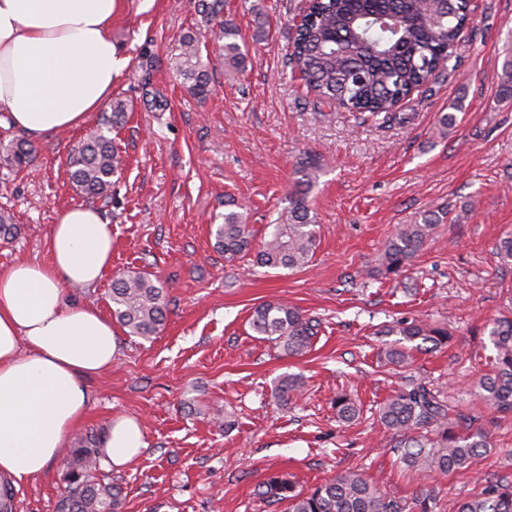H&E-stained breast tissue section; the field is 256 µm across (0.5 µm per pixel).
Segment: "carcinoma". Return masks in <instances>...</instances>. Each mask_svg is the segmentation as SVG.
Wrapping results in <instances>:
<instances>
[{
    "label": "carcinoma",
    "instance_id": "cac0c4a2",
    "mask_svg": "<svg viewBox=\"0 0 512 512\" xmlns=\"http://www.w3.org/2000/svg\"><path fill=\"white\" fill-rule=\"evenodd\" d=\"M200 12L218 20L216 39L225 67L236 73L246 69L247 51L239 31L221 19L224 0H199ZM470 15V0H309L300 27L291 35L287 63L303 75L307 89L321 102L342 101L363 118L396 117L395 109L427 85L439 71L452 72L453 47ZM176 74L200 98L210 93L209 59L203 56L194 33L182 36V50L174 63ZM128 105L122 98L110 104L105 129L79 142L68 158V175L76 191L104 207L112 203L122 158L109 132L126 122ZM35 148L20 139L0 149V158L17 171L26 169ZM320 163L305 158L295 168L294 191L256 254V264L270 270L298 269L307 265L316 248L315 217L307 197L317 183ZM440 223L435 211H426L418 224H402L380 256L377 272L398 275ZM18 234L13 216L0 210V239ZM214 247L233 258L252 248L247 217L239 211L224 213V222L211 227ZM112 314L131 336L149 339L166 319L167 302L159 281L142 273L115 278L110 294ZM254 333L279 345L289 355L306 353L317 335L316 320L286 303H262L250 317ZM398 340L381 351L385 361L402 364L409 356L403 343L417 339L434 345L448 342L444 327L398 322L387 329ZM489 335L496 352L492 372L476 382L475 396L503 414L512 413V320H498ZM300 383L284 377L275 398L286 402ZM336 415L344 421L359 416L355 399L340 394ZM379 419L401 435L397 452L408 470L425 476L467 468L487 450L489 442L472 418L451 412L440 393L427 383L411 380L379 408ZM420 428L433 436L415 435ZM100 434L80 438L65 458L66 487L57 512H122L121 487L101 469ZM262 495L274 503H287L286 512H406L405 505L371 484L363 474L343 471L308 492L296 489L285 475H274L262 485ZM458 512H512V483H489L477 497L463 502Z\"/></svg>",
    "mask_w": 512,
    "mask_h": 512
}]
</instances>
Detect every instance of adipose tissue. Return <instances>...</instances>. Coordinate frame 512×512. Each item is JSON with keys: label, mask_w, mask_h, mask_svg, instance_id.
I'll return each mask as SVG.
<instances>
[{"label": "adipose tissue", "mask_w": 512, "mask_h": 512, "mask_svg": "<svg viewBox=\"0 0 512 512\" xmlns=\"http://www.w3.org/2000/svg\"><path fill=\"white\" fill-rule=\"evenodd\" d=\"M119 0H0V114L33 140L82 126L128 64L112 42ZM46 264L0 270V483L43 476L86 418L87 378L119 355L111 319L64 291L100 281L112 227L90 206L60 211ZM140 421L119 416L100 453L122 469L146 448Z\"/></svg>", "instance_id": "adipose-tissue-1"}]
</instances>
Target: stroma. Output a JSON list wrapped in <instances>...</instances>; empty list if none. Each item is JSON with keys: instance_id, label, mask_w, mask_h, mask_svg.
I'll return each mask as SVG.
<instances>
[{"instance_id": "1", "label": "stroma", "mask_w": 512, "mask_h": 512, "mask_svg": "<svg viewBox=\"0 0 512 512\" xmlns=\"http://www.w3.org/2000/svg\"><path fill=\"white\" fill-rule=\"evenodd\" d=\"M303 6L226 0L223 17L250 55L238 74L214 50L216 23L197 0H122L112 19V41L129 60L112 85L129 107L115 137L125 166L102 211L112 227V266L95 287L66 289L65 298L111 315L113 279L137 271L156 275L169 301L158 335L119 332L120 356L88 379L90 410L76 431H105L117 415L142 421L146 449L110 473L123 490V512H282L258 494L274 473L308 490L356 470L407 502L427 486L437 494L434 512H457L487 481L512 482V416L471 395L475 378L494 365V319H512V265L496 254L512 234V95L501 85L512 59V0H472L456 71L415 92L386 124L319 103L287 67ZM260 12L263 42L255 39ZM189 31L212 47L204 100L172 69ZM158 99L166 110L155 109ZM109 112L102 106L82 127L39 141L28 171L0 165V208L21 229L0 241L1 270L20 258L48 262L45 240L58 213L84 203L68 181L69 154ZM443 113L456 124L442 136ZM309 155L322 164L308 195L318 236L311 261L268 271L251 253L225 260L211 225L233 205L262 241ZM441 208L447 220L408 270L376 274L396 227ZM281 301L319 323L302 356L250 328L254 307ZM400 318L448 328L451 337L439 347L421 344L404 364L380 362L389 342L383 331ZM287 375L301 376L302 386L281 406L273 390ZM412 379L428 382L487 433L489 448L469 468L421 478L400 462L378 408ZM340 393L361 404L357 420H338ZM219 417L232 428L217 426ZM65 471L56 461L15 491L13 512H55Z\"/></svg>"}]
</instances>
